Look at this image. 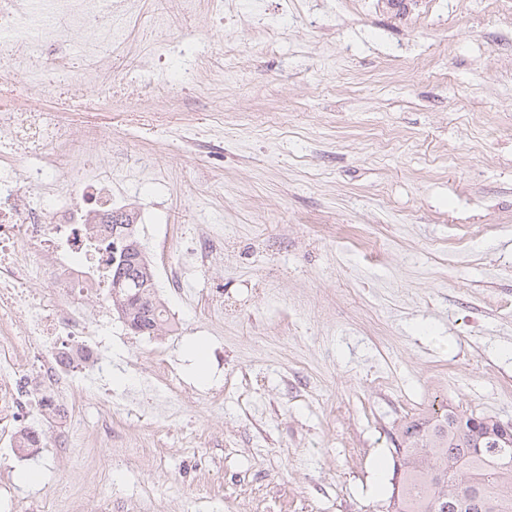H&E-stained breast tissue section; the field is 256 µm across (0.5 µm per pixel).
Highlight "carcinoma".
Returning <instances> with one entry per match:
<instances>
[{
	"instance_id": "cac0c4a2",
	"label": "carcinoma",
	"mask_w": 512,
	"mask_h": 512,
	"mask_svg": "<svg viewBox=\"0 0 512 512\" xmlns=\"http://www.w3.org/2000/svg\"><path fill=\"white\" fill-rule=\"evenodd\" d=\"M138 331L152 333L153 303H130ZM491 416L444 408L406 422L393 449L399 489L391 512H512V446Z\"/></svg>"
}]
</instances>
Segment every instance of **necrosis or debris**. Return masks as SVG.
<instances>
[{
    "label": "necrosis or debris",
    "mask_w": 512,
    "mask_h": 512,
    "mask_svg": "<svg viewBox=\"0 0 512 512\" xmlns=\"http://www.w3.org/2000/svg\"><path fill=\"white\" fill-rule=\"evenodd\" d=\"M141 10L140 0H0V420L29 431L76 424L80 382L101 354L86 302L112 306L111 252L96 232L117 203L111 180L77 161L70 112L116 98L169 107L180 85L212 75L201 56L166 81L161 52L151 66L127 53L117 73L110 51L128 45ZM204 13L223 19L224 0H157L150 22L162 32ZM73 86L86 90L77 104Z\"/></svg>",
    "instance_id": "obj_1"
}]
</instances>
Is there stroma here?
Wrapping results in <instances>:
<instances>
[{
	"mask_svg": "<svg viewBox=\"0 0 512 512\" xmlns=\"http://www.w3.org/2000/svg\"><path fill=\"white\" fill-rule=\"evenodd\" d=\"M262 18L276 44L203 18L136 40L168 44L173 77L222 54L223 98L178 103L198 150L149 99L128 140L125 103L73 113L111 133L82 147L144 216L171 325L113 313L67 446L48 423L0 454L11 512H388L406 419L443 399L512 424V0H265ZM158 353L181 381L165 400L145 385Z\"/></svg>",
	"mask_w": 512,
	"mask_h": 512,
	"instance_id": "stroma-1",
	"label": "stroma"
}]
</instances>
